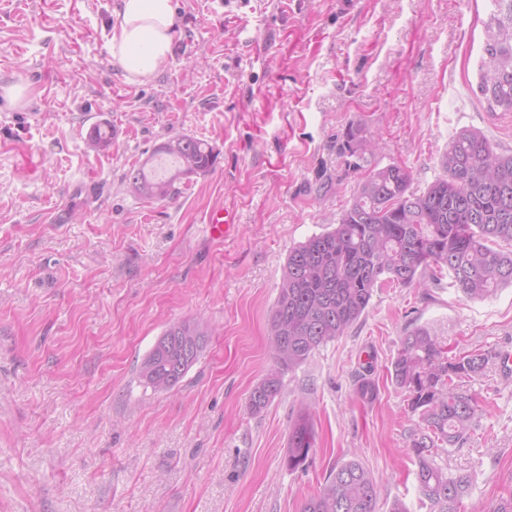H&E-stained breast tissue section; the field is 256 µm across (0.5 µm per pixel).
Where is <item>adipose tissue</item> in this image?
Here are the masks:
<instances>
[{
    "label": "adipose tissue",
    "instance_id": "obj_1",
    "mask_svg": "<svg viewBox=\"0 0 512 512\" xmlns=\"http://www.w3.org/2000/svg\"><path fill=\"white\" fill-rule=\"evenodd\" d=\"M108 50L126 82L144 83L173 55V0H119L113 11Z\"/></svg>",
    "mask_w": 512,
    "mask_h": 512
}]
</instances>
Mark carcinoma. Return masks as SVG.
<instances>
[{
	"label": "carcinoma",
	"mask_w": 512,
	"mask_h": 512,
	"mask_svg": "<svg viewBox=\"0 0 512 512\" xmlns=\"http://www.w3.org/2000/svg\"><path fill=\"white\" fill-rule=\"evenodd\" d=\"M492 3L477 89L490 111L512 112V0ZM111 139L105 122L89 134L98 148L109 146ZM154 154L174 157V172L160 178L144 162L126 174L133 190L148 200L175 197L180 184L215 162L207 143L186 134L170 138ZM442 168L444 175L420 192L411 190V175L398 164L371 172L335 228L289 251L271 319L275 367L251 390L252 412L260 413L280 395L285 372L344 335L383 283L415 287L424 274L437 278L446 271L450 285L471 300L512 286V250L490 247L497 240L512 243V154L496 152L476 131H462L448 141ZM207 337L198 320L169 325L137 369L139 382L157 392L174 388L197 362ZM496 357L493 350H475L449 358L426 326L401 338L390 376L418 417L410 447L417 489L430 512H459L471 486L470 475L448 473L437 458L464 441L479 416L462 381L481 375ZM356 394L367 402L376 399L371 371L357 380ZM315 441L313 423L304 412L289 428L288 468L302 466ZM378 502L375 477L350 459L330 472L302 512H379Z\"/></svg>",
	"instance_id": "obj_1"
}]
</instances>
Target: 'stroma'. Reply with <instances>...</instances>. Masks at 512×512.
<instances>
[{"mask_svg":"<svg viewBox=\"0 0 512 512\" xmlns=\"http://www.w3.org/2000/svg\"><path fill=\"white\" fill-rule=\"evenodd\" d=\"M117 0H13L0 10V512H300L355 458L380 489L429 512L415 486L416 418L389 369L430 327L449 356L512 349V288L469 300L447 281L375 289L343 336L283 376L272 310L290 248L331 230L371 171L398 164L421 190L448 141L482 133L512 153V112L477 90L486 0H175L173 56L127 83L106 48ZM112 142L91 149L98 123ZM360 141L348 146L350 128ZM178 134L215 153L180 195L146 200L126 172L160 165ZM234 232L211 239L216 210ZM212 331L174 389L137 368L171 323ZM371 365L378 386L361 401ZM462 387L482 410L439 464L470 474L464 512L512 496V372ZM311 409L316 444L288 469V430Z\"/></svg>","mask_w":512,"mask_h":512,"instance_id":"1","label":"stroma"}]
</instances>
